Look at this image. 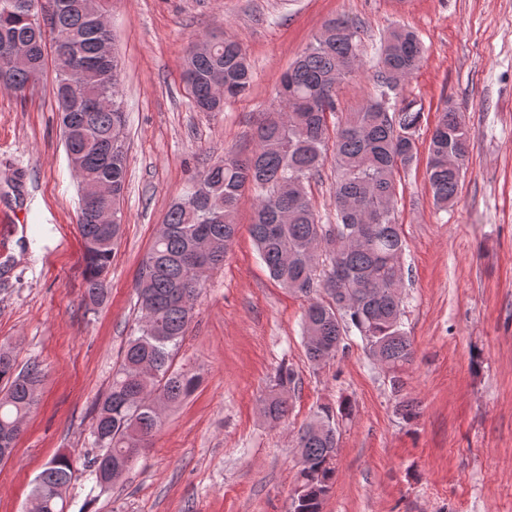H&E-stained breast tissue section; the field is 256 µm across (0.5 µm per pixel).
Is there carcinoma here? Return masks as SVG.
<instances>
[{
    "label": "carcinoma",
    "instance_id": "obj_1",
    "mask_svg": "<svg viewBox=\"0 0 512 512\" xmlns=\"http://www.w3.org/2000/svg\"><path fill=\"white\" fill-rule=\"evenodd\" d=\"M86 0H0V89L24 99L36 88L47 64L54 70L57 111L70 118L65 149L82 159V176L112 184V204L122 207L127 158L120 141L125 126L118 96L117 64L101 60V45L112 39L107 22L90 14ZM40 14L51 17L46 29ZM201 41L186 50L183 82L200 112H222L224 102L245 95L252 72L239 42L223 39L202 52ZM362 53L358 27L333 19L288 67L276 89L279 110L255 131V148L227 154L192 180L196 197L175 202L145 254L139 273L140 318L128 339L112 385L98 402L93 441L100 453L84 458V469L116 482L114 471L138 458L162 426L163 408L176 405L194 389L198 376L172 369L173 353L193 320L207 272L224 262L238 232L236 213L245 193L255 195L250 232L270 276L307 298L302 330L318 341L305 346L317 366L344 351L352 335L376 347L391 372L394 392L404 387L400 373L413 360L403 329L405 249L395 218L396 173L418 156L415 132L423 116L414 101L398 99L402 82L425 61V50L410 30L392 29L381 48L377 94L359 111L347 112L329 130L336 112V87L354 75ZM79 83L86 98L73 100ZM427 176L433 200L448 210L457 199L468 155V132L450 106L440 113L431 136ZM336 173L333 206L336 223L323 224L307 195L305 182L326 162ZM79 231L85 262V295L92 305L108 293L106 274L118 247L121 225L97 224L81 210ZM328 260L318 274L319 259ZM321 287L328 297L313 296ZM44 369L36 358L20 367L10 348L0 346V458L15 448L25 416L36 402ZM294 371L279 370L275 389L260 400L272 426L286 423L288 388ZM353 414L350 402L321 406L299 429L302 494L290 512H321L336 482L339 419ZM75 472L65 454L51 459L35 478L31 495L43 498L42 512H64V494Z\"/></svg>",
    "mask_w": 512,
    "mask_h": 512
}]
</instances>
